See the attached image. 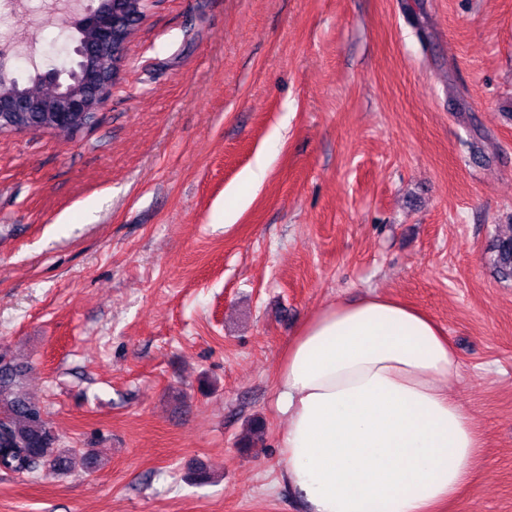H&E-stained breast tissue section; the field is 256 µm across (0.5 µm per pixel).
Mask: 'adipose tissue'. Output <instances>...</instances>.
<instances>
[{"mask_svg": "<svg viewBox=\"0 0 512 512\" xmlns=\"http://www.w3.org/2000/svg\"><path fill=\"white\" fill-rule=\"evenodd\" d=\"M461 369L427 315L371 294L310 316L276 380L283 480L303 512H439L481 438L446 388Z\"/></svg>", "mask_w": 512, "mask_h": 512, "instance_id": "ef3b65f1", "label": "adipose tissue"}]
</instances>
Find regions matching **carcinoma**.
<instances>
[{"label":"carcinoma","instance_id":"cac0c4a2","mask_svg":"<svg viewBox=\"0 0 512 512\" xmlns=\"http://www.w3.org/2000/svg\"><path fill=\"white\" fill-rule=\"evenodd\" d=\"M123 39L138 23L142 11L140 0H123ZM69 95L88 94L93 89L90 73L79 68L69 72ZM23 94L27 98L25 113L35 123L54 121V110L63 106L65 98L54 90L40 91V85L29 79L22 86L0 83V96ZM490 261L496 275L512 279V224H499L491 241ZM23 370L6 353H0V451L9 454L13 471L35 474L39 468L64 472L70 461L55 454L56 437L49 426L43 407L20 389Z\"/></svg>","mask_w":512,"mask_h":512}]
</instances>
